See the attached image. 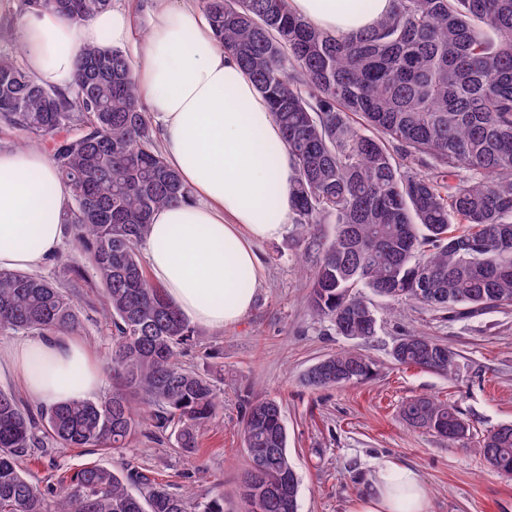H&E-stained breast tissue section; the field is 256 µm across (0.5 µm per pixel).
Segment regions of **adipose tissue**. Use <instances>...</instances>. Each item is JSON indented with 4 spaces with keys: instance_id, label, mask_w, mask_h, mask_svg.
<instances>
[{
    "instance_id": "1",
    "label": "adipose tissue",
    "mask_w": 512,
    "mask_h": 512,
    "mask_svg": "<svg viewBox=\"0 0 512 512\" xmlns=\"http://www.w3.org/2000/svg\"><path fill=\"white\" fill-rule=\"evenodd\" d=\"M322 30L347 35L370 27L390 0H289ZM127 16L107 9L75 22L52 9L27 13L20 36L25 64L43 86L68 88L80 52L128 41ZM133 77L160 124L161 151L192 190L190 200L152 216L145 241L151 278L193 323L224 328L251 309L260 274L258 243L288 224L294 172L281 129L248 74L218 46L185 0H156ZM71 197L41 150H0V270L35 269L56 256ZM26 395L60 404L100 385L101 367L70 336L28 339L0 354ZM429 491L414 469L376 466L350 512H430Z\"/></svg>"
}]
</instances>
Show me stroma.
Here are the masks:
<instances>
[{
  "label": "stroma",
  "mask_w": 512,
  "mask_h": 512,
  "mask_svg": "<svg viewBox=\"0 0 512 512\" xmlns=\"http://www.w3.org/2000/svg\"><path fill=\"white\" fill-rule=\"evenodd\" d=\"M112 5L129 14L132 35L121 49L137 60L154 0H112ZM298 234L291 224L280 239L257 244L261 272L249 313L230 327H200L181 357L196 370L223 368L215 378L222 414L202 432L197 458L176 452L167 437L140 434L119 454L55 447L39 461L23 462V470L42 484L55 464L74 468L96 462L110 468L127 462L173 492L196 501L220 495L225 512H243L241 481L249 465L241 437L244 407L271 397L281 405L288 454L299 478V512H349L367 474L385 461L421 474L432 512H512V476L488 469L477 450L487 430L512 423V307L455 317L415 304L392 313L376 296L377 335L368 342L338 335L309 307L315 259L296 246ZM80 306L75 336L94 359H102L111 332L101 301L94 297ZM408 332L448 345L456 354L451 375L398 364L392 350ZM342 350L366 354L373 377L343 388L308 385V370ZM416 396L455 405L470 426L466 437L451 446L434 432L406 426L400 407Z\"/></svg>",
  "instance_id": "35a3bbf8"
}]
</instances>
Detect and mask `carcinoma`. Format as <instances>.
<instances>
[{
  "label": "carcinoma",
  "mask_w": 512,
  "mask_h": 512,
  "mask_svg": "<svg viewBox=\"0 0 512 512\" xmlns=\"http://www.w3.org/2000/svg\"><path fill=\"white\" fill-rule=\"evenodd\" d=\"M112 0H16L27 13L54 9L91 20ZM224 53L251 76L279 122L294 177L290 220L316 255L308 303L341 336L368 340L378 318L370 292L392 306L442 312L512 306V0H392L391 10L351 35H331L294 13L289 0H202ZM0 124L24 147L49 146L72 188L62 217L61 280L0 271V333L66 334L80 327L83 258L112 327L100 399L32 405L0 390V512H224L125 464L94 462L40 486L19 462L37 448L118 452L142 432L140 409L174 447L195 454L200 432L222 412L213 377L178 355L195 335L148 277L139 247L152 213L190 199L165 162L129 57L87 47L72 87L47 88L20 56L0 49ZM320 224L337 226L330 240ZM432 274L433 288L419 286ZM448 346L416 333L393 349L402 365L447 374ZM372 373L355 351L330 355L307 373L314 387H343ZM409 427L453 445L468 425L453 406L418 396L400 408ZM242 478L246 512H299L279 403L246 408ZM486 465L512 474V424L480 442Z\"/></svg>",
  "instance_id": "1"
}]
</instances>
